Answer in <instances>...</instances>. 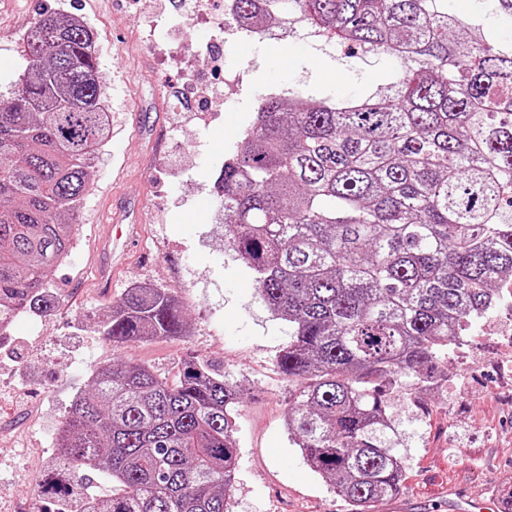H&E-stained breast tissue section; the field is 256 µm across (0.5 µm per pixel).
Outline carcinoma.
I'll return each mask as SVG.
<instances>
[{
	"label": "carcinoma",
	"instance_id": "1",
	"mask_svg": "<svg viewBox=\"0 0 512 512\" xmlns=\"http://www.w3.org/2000/svg\"><path fill=\"white\" fill-rule=\"evenodd\" d=\"M477 2L512 19V0ZM231 7L257 27L296 23L348 58L406 50L404 69L359 99L265 97L216 179L228 246L290 326L276 357L288 436L350 512H375L403 469L390 388L432 385L441 349L512 277V41L448 0ZM92 43L85 24L40 13L27 66L0 96V337L55 307L50 282L109 137ZM188 332L163 288L128 289L100 324L114 345ZM242 395L196 356L172 383L132 360L97 368L62 421V465L44 482L54 512H229ZM84 472L119 491L80 495Z\"/></svg>",
	"mask_w": 512,
	"mask_h": 512
}]
</instances>
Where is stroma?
<instances>
[{
    "label": "stroma",
    "mask_w": 512,
    "mask_h": 512,
    "mask_svg": "<svg viewBox=\"0 0 512 512\" xmlns=\"http://www.w3.org/2000/svg\"><path fill=\"white\" fill-rule=\"evenodd\" d=\"M77 15L98 35L110 135L81 206L76 242L51 284L49 313L19 315L0 342V512H42V482L72 398L96 366L131 358L175 380L187 355L207 360L245 395L236 407L231 512H347L285 429L288 382L275 357L287 322L259 299L224 240L214 181L240 148L258 99L296 87L320 97L364 93L400 67L384 55L344 58L315 38L239 41L228 0H0V93L24 71L26 36L42 10ZM136 225L111 289L98 288L100 246L116 208ZM172 292L190 328L181 339L115 346L99 322L127 288ZM476 338L441 356L438 383L400 382L389 437L404 462L401 491L378 512H463L512 491V302L470 327Z\"/></svg>",
    "instance_id": "35a3bbf8"
}]
</instances>
